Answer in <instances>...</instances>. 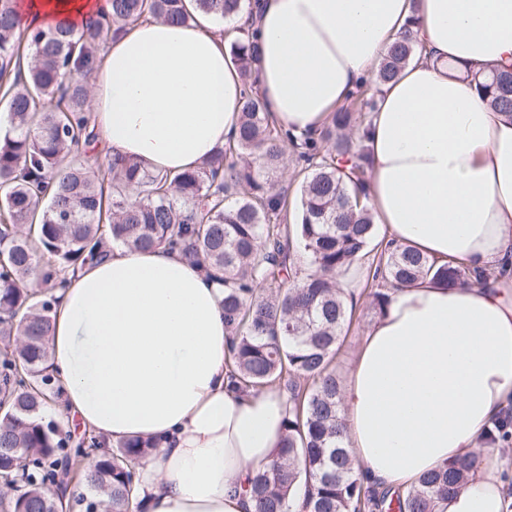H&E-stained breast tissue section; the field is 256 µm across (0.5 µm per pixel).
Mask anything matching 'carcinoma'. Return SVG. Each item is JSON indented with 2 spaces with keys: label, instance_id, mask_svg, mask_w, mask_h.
<instances>
[{
  "label": "carcinoma",
  "instance_id": "carcinoma-1",
  "mask_svg": "<svg viewBox=\"0 0 512 512\" xmlns=\"http://www.w3.org/2000/svg\"><path fill=\"white\" fill-rule=\"evenodd\" d=\"M103 22L75 32L60 23L47 31L20 29L16 0H0V102L13 136L0 142V479L17 478L0 495V512H56L44 482L62 448L59 427L42 412L53 393L47 372L56 291L112 245L166 246L224 274V321L236 336L227 361L241 391L284 386L291 404L286 435L269 464L248 481L253 512H433V503L463 485L472 464H448L405 491H378L346 447L334 368L352 308L337 276L356 264L373 269L366 286L382 310L391 288L428 276L449 285L470 279L450 260L437 267L407 246L382 248L362 204L369 166L365 149L346 133L363 124L374 95L359 87L319 132L297 143L270 122L252 89L258 45L234 50L245 92L236 137L202 166L174 176L145 170L131 157L92 163L70 157L97 138L85 79L110 36L146 16L187 20L183 0H109ZM224 20L243 0H196ZM416 53L409 39L383 59L374 84L394 79ZM478 91L512 115V71L492 72ZM292 147L303 162L297 223H288V188L261 178L276 171ZM298 242L303 270L291 251ZM56 257L48 270L37 254ZM35 280L42 300L24 288ZM156 444L132 440L90 463L74 466L95 492L96 512H124L132 472Z\"/></svg>",
  "mask_w": 512,
  "mask_h": 512
}]
</instances>
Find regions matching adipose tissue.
Listing matches in <instances>:
<instances>
[{
  "instance_id": "ef3b65f1",
  "label": "adipose tissue",
  "mask_w": 512,
  "mask_h": 512,
  "mask_svg": "<svg viewBox=\"0 0 512 512\" xmlns=\"http://www.w3.org/2000/svg\"><path fill=\"white\" fill-rule=\"evenodd\" d=\"M185 7L182 24L129 25L93 72L100 139L151 171L197 167L237 126L234 35L195 0ZM109 10V0L19 4L24 24L44 30L63 20L79 31ZM233 22L256 33L255 90L297 141L329 122L406 30L425 45L357 132L370 161L367 205L387 240L476 275L390 290L341 383L346 447L371 482L392 489L474 460L436 512H512L499 432L512 408V117L469 79L512 70V0H257ZM58 296L49 364L65 411L105 447L157 443L128 512H252L247 477L279 446L288 396L230 382L220 275L163 247L116 246Z\"/></svg>"
}]
</instances>
